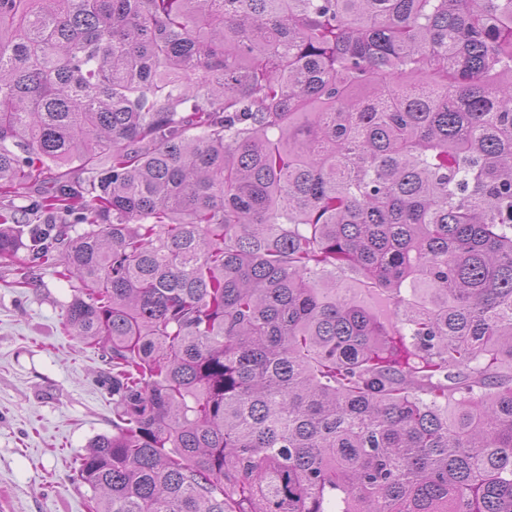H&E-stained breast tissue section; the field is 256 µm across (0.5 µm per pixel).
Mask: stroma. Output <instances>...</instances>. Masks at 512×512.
I'll return each instance as SVG.
<instances>
[{
  "instance_id": "obj_1",
  "label": "stroma",
  "mask_w": 512,
  "mask_h": 512,
  "mask_svg": "<svg viewBox=\"0 0 512 512\" xmlns=\"http://www.w3.org/2000/svg\"><path fill=\"white\" fill-rule=\"evenodd\" d=\"M0 264V512H88L74 467L112 431V397L99 386L101 352L65 333L73 291L53 267L12 287Z\"/></svg>"
}]
</instances>
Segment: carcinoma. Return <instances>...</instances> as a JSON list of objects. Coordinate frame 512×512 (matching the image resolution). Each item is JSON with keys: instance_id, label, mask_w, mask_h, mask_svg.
<instances>
[{"instance_id": "cac0c4a2", "label": "carcinoma", "mask_w": 512, "mask_h": 512, "mask_svg": "<svg viewBox=\"0 0 512 512\" xmlns=\"http://www.w3.org/2000/svg\"><path fill=\"white\" fill-rule=\"evenodd\" d=\"M30 194L90 512H512V0H0Z\"/></svg>"}]
</instances>
